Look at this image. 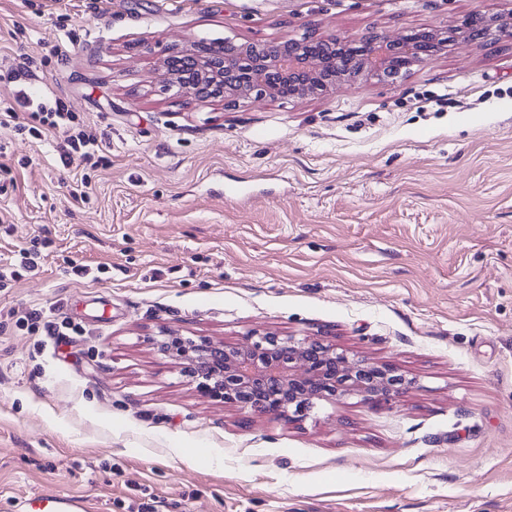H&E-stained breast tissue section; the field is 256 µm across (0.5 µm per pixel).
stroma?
<instances>
[{"label":"stroma","mask_w":512,"mask_h":512,"mask_svg":"<svg viewBox=\"0 0 512 512\" xmlns=\"http://www.w3.org/2000/svg\"><path fill=\"white\" fill-rule=\"evenodd\" d=\"M510 8L0 0V69L32 61L31 96L60 97L102 155L66 167L63 135L0 129V512L45 490L93 512H512V40L234 106L157 71L189 41L397 37ZM255 333L411 384L388 408L249 417L155 344Z\"/></svg>","instance_id":"1"}]
</instances>
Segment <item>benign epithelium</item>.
I'll list each match as a JSON object with an SVG mask.
<instances>
[{
  "label": "benign epithelium",
  "mask_w": 512,
  "mask_h": 512,
  "mask_svg": "<svg viewBox=\"0 0 512 512\" xmlns=\"http://www.w3.org/2000/svg\"><path fill=\"white\" fill-rule=\"evenodd\" d=\"M512 39V10L467 15L393 38L368 32L353 40L360 53L336 64L346 41L335 35L316 45L286 37L264 43L226 39L203 54L191 41L159 62L160 75L198 98L235 104L249 98H304L370 78L394 81L434 59L448 43ZM159 351L185 365V376L205 396L239 406L250 415L276 414L302 421L319 402L356 396L373 407L391 404L411 384L389 366L350 359L333 345L306 338L254 334L243 344L165 336Z\"/></svg>",
  "instance_id": "7a95c632"
}]
</instances>
